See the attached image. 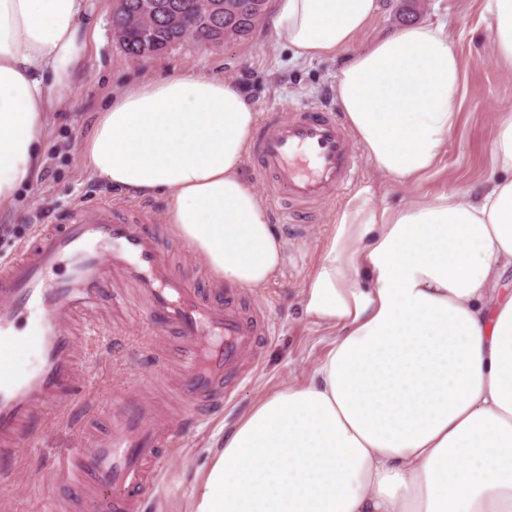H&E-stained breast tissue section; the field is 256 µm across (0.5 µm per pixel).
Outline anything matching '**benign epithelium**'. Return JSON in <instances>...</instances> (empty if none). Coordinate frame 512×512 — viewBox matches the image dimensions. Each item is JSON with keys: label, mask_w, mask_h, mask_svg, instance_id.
<instances>
[{"label": "benign epithelium", "mask_w": 512, "mask_h": 512, "mask_svg": "<svg viewBox=\"0 0 512 512\" xmlns=\"http://www.w3.org/2000/svg\"><path fill=\"white\" fill-rule=\"evenodd\" d=\"M195 9L196 16L201 19L202 25L215 30L217 42L229 43L237 36L234 26L224 24V0H198ZM129 21L134 24L135 31L140 34L137 46L129 45V37L123 26L114 28V32L123 44L125 53L135 52L136 60L149 57L160 50L153 37L155 30L162 26H184L180 37L172 42L174 46L187 42L196 46L203 45L196 36L190 34V28L184 25L181 13L169 0H137L134 10L129 15Z\"/></svg>", "instance_id": "benign-epithelium-1"}]
</instances>
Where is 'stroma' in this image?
Returning a JSON list of instances; mask_svg holds the SVG:
<instances>
[{"instance_id":"35a3bbf8","label":"stroma","mask_w":512,"mask_h":512,"mask_svg":"<svg viewBox=\"0 0 512 512\" xmlns=\"http://www.w3.org/2000/svg\"><path fill=\"white\" fill-rule=\"evenodd\" d=\"M112 10L113 0H87L86 18L93 28L90 51L71 88L48 101L53 126L40 177L22 190L20 212L0 214L2 262L11 259L21 244L33 240L44 225L62 223L78 209L90 220L94 204L126 201V194L92 176L80 145L100 107L132 82L158 72H206L239 81L261 113L275 109L286 114L304 105L337 108L333 83L342 57L310 63L294 60L272 39L267 21H260L243 42L208 47L183 44L134 62L113 34ZM407 19H442L454 28L464 93L458 123L431 174L412 186L381 188L380 202L391 206L418 196L429 198L452 186L480 191L491 170L490 138L496 115L512 108V72L493 60L492 31L482 14V0H379L376 16L355 39L356 48L367 47ZM350 194L347 188L333 191L315 223L305 225L301 233H285L288 259L283 270L265 287L243 290L244 309L266 313L271 331L250 357L246 380L170 446L142 512H190L197 470L213 448L218 431L234 427L269 390L304 380L325 355L329 332L305 317L299 296L318 261L332 219ZM98 316L106 326L100 336L87 335L83 316H75L68 324L69 331L81 336L77 363L79 400L88 410L86 429L50 426L41 433L37 446L21 448L14 459L0 457V470L14 473L12 485L0 489V512H45L50 506L56 512H94L92 496H85L79 505L71 504L61 464L81 438L101 435L131 375H153L144 397L172 418L182 416L184 407L174 390L180 364L169 337L147 326L134 304L118 313L105 306ZM157 359L164 364L159 375L153 372Z\"/></svg>"}]
</instances>
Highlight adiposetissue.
I'll return each instance as SVG.
<instances>
[{
  "mask_svg": "<svg viewBox=\"0 0 512 512\" xmlns=\"http://www.w3.org/2000/svg\"><path fill=\"white\" fill-rule=\"evenodd\" d=\"M86 0H0V211L42 165L51 93L87 52ZM377 0H276L294 59L336 55V102L377 181L336 214L300 294L335 330L299 383L265 393L198 471L191 512H512V110L499 113L480 193L399 206L455 127L463 72L444 22L406 23L356 51ZM494 59L512 69V0H484ZM258 112L240 84L170 73L98 112L93 176L159 195L165 221L218 279L265 287L286 262L243 175Z\"/></svg>",
  "mask_w": 512,
  "mask_h": 512,
  "instance_id": "1",
  "label": "adipose tissue"
}]
</instances>
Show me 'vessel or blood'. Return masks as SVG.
<instances>
[{
  "label": "vessel or blood",
  "mask_w": 512,
  "mask_h": 512,
  "mask_svg": "<svg viewBox=\"0 0 512 512\" xmlns=\"http://www.w3.org/2000/svg\"><path fill=\"white\" fill-rule=\"evenodd\" d=\"M249 159L265 185L280 224L302 227L333 190L357 171L348 128L336 113L307 105L288 115L271 110L258 124ZM149 213L136 203H107L93 221L73 212L68 223L42 231L0 264V455H18L34 440V418L68 423L76 379L75 339L63 327L103 300L126 305L112 276L131 284L146 315L183 342L179 395L197 422L246 378L244 361L269 327L265 315H244L234 294L216 297L179 275ZM37 353L30 369L14 367L19 353ZM186 423L160 418L138 396L117 401L112 433L89 448L73 449L62 471L75 488L95 493L98 512H140L164 453Z\"/></svg>",
  "instance_id": "vessel-or-blood-1"
}]
</instances>
